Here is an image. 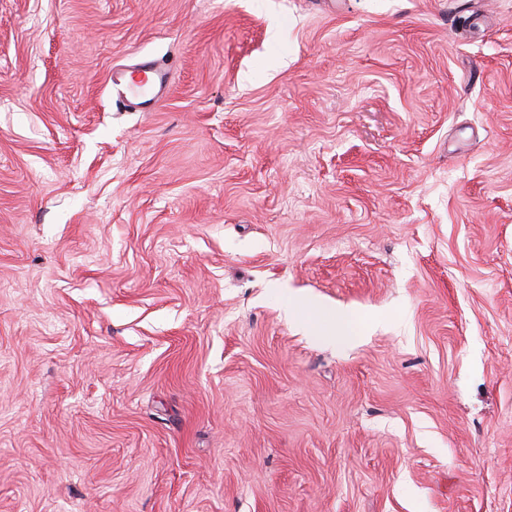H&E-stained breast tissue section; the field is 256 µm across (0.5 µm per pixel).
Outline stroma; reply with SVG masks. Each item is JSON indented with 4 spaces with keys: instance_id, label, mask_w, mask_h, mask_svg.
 Wrapping results in <instances>:
<instances>
[{
    "instance_id": "1",
    "label": "stroma",
    "mask_w": 512,
    "mask_h": 512,
    "mask_svg": "<svg viewBox=\"0 0 512 512\" xmlns=\"http://www.w3.org/2000/svg\"><path fill=\"white\" fill-rule=\"evenodd\" d=\"M0 512H512V0H0ZM166 83L167 74L150 63L140 65L136 71L117 73L112 82L118 96L130 105L141 103L147 95H151L149 100L156 98ZM319 311L332 323V329L328 335L324 336L325 338H348L353 335V319L350 314L336 313L324 308H319Z\"/></svg>"
}]
</instances>
